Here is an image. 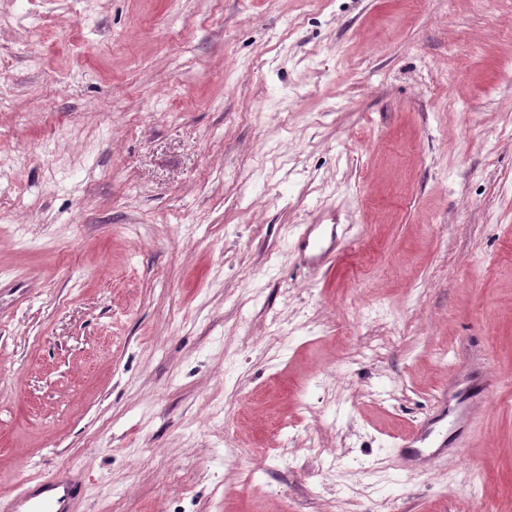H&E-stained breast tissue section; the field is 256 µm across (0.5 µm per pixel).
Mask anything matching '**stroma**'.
Wrapping results in <instances>:
<instances>
[{
  "label": "stroma",
  "instance_id": "stroma-1",
  "mask_svg": "<svg viewBox=\"0 0 512 512\" xmlns=\"http://www.w3.org/2000/svg\"><path fill=\"white\" fill-rule=\"evenodd\" d=\"M4 156L0 496L512 512V0H0ZM477 393L465 380L455 377L448 382V433L434 448H446L451 440H455L461 430L468 426L475 412L485 401L477 399ZM434 432V423L422 422L400 438L397 447L403 469L412 471L426 460L423 456V448L433 441ZM82 484L69 472L26 480L14 495L0 498L1 512H78Z\"/></svg>",
  "mask_w": 512,
  "mask_h": 512
}]
</instances>
